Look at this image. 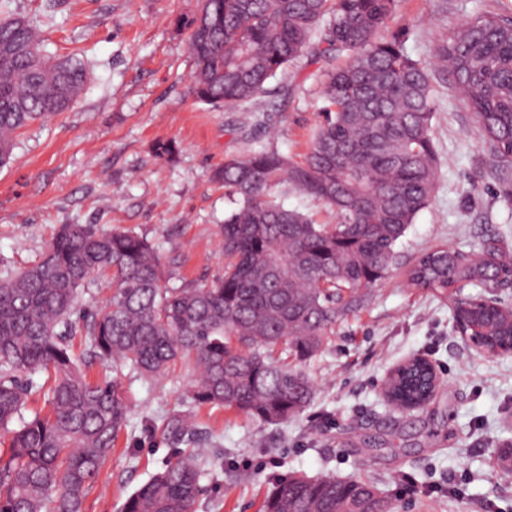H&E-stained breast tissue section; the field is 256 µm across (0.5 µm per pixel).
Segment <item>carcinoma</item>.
<instances>
[{
    "mask_svg": "<svg viewBox=\"0 0 512 512\" xmlns=\"http://www.w3.org/2000/svg\"><path fill=\"white\" fill-rule=\"evenodd\" d=\"M0 0V167L20 130L67 110L84 92L75 57L43 53L40 22ZM397 0H199L183 27L195 69L192 91L213 107L244 108L305 52L320 64L324 106L311 147L295 163L262 147L231 156L213 178L235 208L224 217V273L211 284H169L158 246L131 231L62 224L41 260L0 278V512H84L128 410L117 378L92 381L96 359L149 380L176 362L195 373L190 399L281 424L302 412L313 382L307 363L336 322L361 310L391 273L396 247L432 197L437 105L429 71L398 37L379 31ZM317 42H312V38ZM346 57L343 65L336 58ZM439 70L464 96L512 198V20L480 15L442 36ZM282 180L328 207L334 224L285 208ZM414 288L477 292L456 300V325L476 348L512 351V313L484 293L512 269L496 251L436 249L407 272ZM100 279L105 303L79 305ZM83 331L85 348L74 351ZM45 376L49 410L25 415ZM427 363L388 380L410 410L435 395ZM178 449L135 489L122 512H194L207 457L184 411L164 419ZM258 512H393L370 480H272Z\"/></svg>",
    "mask_w": 512,
    "mask_h": 512,
    "instance_id": "cac0c4a2",
    "label": "carcinoma"
}]
</instances>
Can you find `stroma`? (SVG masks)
I'll list each match as a JSON object with an SVG mask.
<instances>
[{
	"label": "stroma",
	"instance_id": "stroma-1",
	"mask_svg": "<svg viewBox=\"0 0 512 512\" xmlns=\"http://www.w3.org/2000/svg\"><path fill=\"white\" fill-rule=\"evenodd\" d=\"M197 6L11 0L10 10L41 20L46 55L77 56L90 74L76 103L24 129L0 168V276L37 261L61 224L146 236L173 260L179 282L201 286L223 273L219 226L232 205L213 170L261 147L303 159L323 99L318 66L305 55L247 111L198 101L179 25ZM489 12L511 17L512 0H398L389 30L402 33L408 54L428 68L443 29ZM433 94L434 194L398 243V265L309 366L314 388L302 414L269 425L221 407L195 410L214 449L195 512H258L271 479L295 471L374 481L396 512H512V474L499 459L512 443V352L474 348L457 332L449 299L406 279L414 260L437 248L468 254L493 246L512 264V199L500 192L499 163L449 83L435 81ZM161 142L175 146L172 157L157 156ZM415 355L434 365L436 396L400 412L384 387ZM118 378L129 425L85 512H121L173 453L160 432L164 418L192 408L185 364L157 381L125 368Z\"/></svg>",
	"mask_w": 512,
	"mask_h": 512
}]
</instances>
